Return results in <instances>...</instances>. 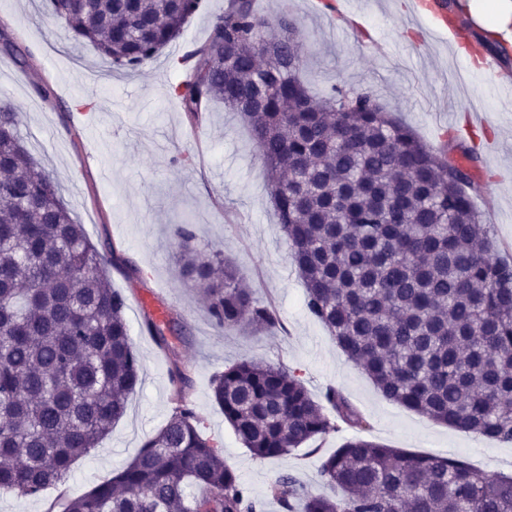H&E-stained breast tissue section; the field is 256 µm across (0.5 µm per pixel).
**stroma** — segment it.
Here are the masks:
<instances>
[{"mask_svg":"<svg viewBox=\"0 0 512 512\" xmlns=\"http://www.w3.org/2000/svg\"><path fill=\"white\" fill-rule=\"evenodd\" d=\"M347 23L332 21L317 0H259V10L297 16L302 78L312 93L332 88L373 89L388 112L431 147L460 157L475 147L474 202L494 215L498 258L512 260V98L500 82L472 69L447 40L410 42L403 0H355ZM226 0H208L181 37L141 68L104 78L95 50L75 43L47 17L44 0H0V35L25 57L0 53V91L20 114L26 143L89 238L122 265L110 268L113 288L126 298L125 318L141 362V382L127 411L98 447L75 461L70 480L37 497L0 493V512H62L67 498L109 480L171 417L178 400L196 412L199 430L213 439L265 512H282L269 489L284 472L312 492L332 495L318 467L353 432L346 426L291 455L260 460L236 439L213 396L225 366L256 359L297 370L313 398L335 386L365 415L367 440L423 454L458 457L490 475L512 474V445L455 430L384 399L364 371L304 307V284L277 222L265 169L244 119L215 105L199 125L171 94L176 59L204 43ZM51 89L41 99L35 85ZM193 224L198 244L222 248L255 298L271 306L281 328L257 334L224 332L207 314L200 291L177 273L172 225ZM168 308L170 349L144 328L142 295ZM190 383L176 390L172 366Z\"/></svg>","mask_w":512,"mask_h":512,"instance_id":"35a3bbf8","label":"stroma"}]
</instances>
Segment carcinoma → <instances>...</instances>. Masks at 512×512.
I'll return each mask as SVG.
<instances>
[{
  "label": "carcinoma",
  "mask_w": 512,
  "mask_h": 512,
  "mask_svg": "<svg viewBox=\"0 0 512 512\" xmlns=\"http://www.w3.org/2000/svg\"><path fill=\"white\" fill-rule=\"evenodd\" d=\"M51 17L92 44L115 72L136 70L176 40L205 0H49ZM279 27L268 58L257 42ZM172 87L190 120L217 102L250 125L305 306L382 397L433 421L512 443V264L493 253L472 178L392 118L373 90L310 94L300 77L298 22L228 0L209 39L179 57ZM179 275L226 331L281 326L217 249L173 231ZM105 255L38 169L19 113L0 97V492L35 497L66 483L126 412L141 363ZM144 327L170 346L146 316ZM236 438L282 458L334 430L354 436L311 492L291 474L271 495L286 512H512V476L361 436L366 417L336 387L314 400L297 371L242 360L212 381ZM182 400L158 433L107 482L64 512H262Z\"/></svg>",
  "instance_id": "cac0c4a2"
}]
</instances>
